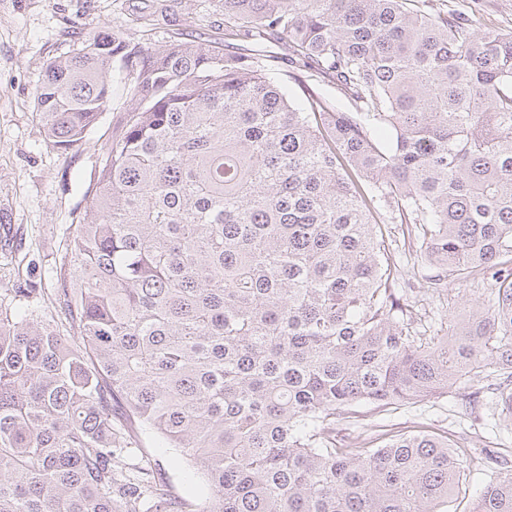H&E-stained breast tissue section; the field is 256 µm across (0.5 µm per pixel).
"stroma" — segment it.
Listing matches in <instances>:
<instances>
[{"label":"stroma","instance_id":"1","mask_svg":"<svg viewBox=\"0 0 512 512\" xmlns=\"http://www.w3.org/2000/svg\"><path fill=\"white\" fill-rule=\"evenodd\" d=\"M144 0H0V295L12 288H35L36 307L50 304L57 286L61 256L72 235L77 208L98 170L101 155L118 127L123 101L110 100L83 141L68 152L53 148L34 114V94L47 62L85 36L111 32L113 24ZM441 9L475 11L487 26L512 30V0H437ZM167 32L184 41L206 43L219 36L224 17L211 11L204 25L188 26L194 0H168ZM385 245L401 273L395 288L411 289L420 329L435 334L449 315H463L470 299L489 293L483 276L446 281L441 292H425L435 270L405 225L382 215ZM487 381L388 409L359 407L356 417L336 424L337 444L396 432L434 431L462 448V491L453 512H468L494 472L485 451L499 449L512 466V417L498 414ZM159 482L174 495L200 502L202 481L191 467L177 465L169 448L151 451Z\"/></svg>","mask_w":512,"mask_h":512}]
</instances>
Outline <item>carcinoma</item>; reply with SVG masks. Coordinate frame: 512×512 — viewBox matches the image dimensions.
<instances>
[{
  "instance_id": "obj_1",
  "label": "carcinoma",
  "mask_w": 512,
  "mask_h": 512,
  "mask_svg": "<svg viewBox=\"0 0 512 512\" xmlns=\"http://www.w3.org/2000/svg\"><path fill=\"white\" fill-rule=\"evenodd\" d=\"M218 2L221 41L154 39V0L138 36L80 41L36 88L61 152L126 106L73 219L66 325L0 298V512H451L461 449L330 434L487 377L512 415V31L434 0ZM238 39L327 90L294 103ZM385 210L440 269L428 290L490 281L440 335L391 288ZM146 437L204 479L196 508ZM469 512H512V473Z\"/></svg>"
}]
</instances>
